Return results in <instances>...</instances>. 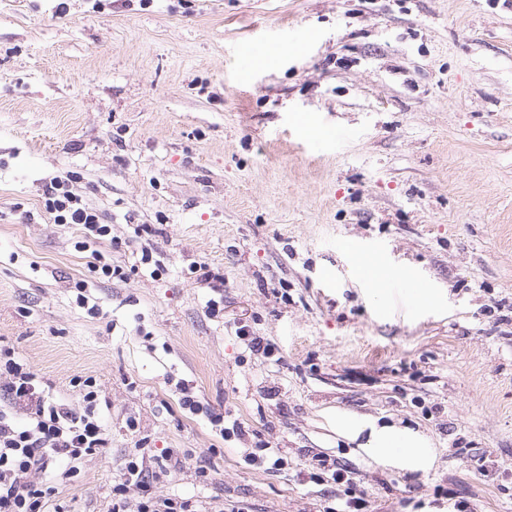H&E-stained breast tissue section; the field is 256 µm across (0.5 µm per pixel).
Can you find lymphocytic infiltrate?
Returning a JSON list of instances; mask_svg holds the SVG:
<instances>
[{"label":"lymphocytic infiltrate","instance_id":"f902f5d3","mask_svg":"<svg viewBox=\"0 0 512 512\" xmlns=\"http://www.w3.org/2000/svg\"><path fill=\"white\" fill-rule=\"evenodd\" d=\"M44 207L54 223L81 225L86 238L102 240L109 225L68 188L67 179L53 180ZM84 407L75 412L42 389L38 375L16 354L0 345V512H66L56 497L76 476L83 461L106 445V429L95 381H80ZM173 450L154 455L148 449L130 452L121 480L112 487L110 512H199L193 498L160 496L154 482L170 464H181Z\"/></svg>","mask_w":512,"mask_h":512}]
</instances>
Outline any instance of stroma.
Wrapping results in <instances>:
<instances>
[{
	"instance_id": "stroma-1",
	"label": "stroma",
	"mask_w": 512,
	"mask_h": 512,
	"mask_svg": "<svg viewBox=\"0 0 512 512\" xmlns=\"http://www.w3.org/2000/svg\"><path fill=\"white\" fill-rule=\"evenodd\" d=\"M70 172L123 278L45 212ZM0 343L70 408L79 378L108 404L75 512H107L143 438L207 460L208 485H154L204 512H326L316 457L365 512H512V0H0ZM372 426L428 467L383 464ZM260 448L285 469L245 465ZM377 257L370 252L359 251L352 257L351 272L360 281L371 284L375 283L373 279L374 264ZM368 445L375 455L403 468L417 469L427 462V449L422 441L404 431L393 428L377 431Z\"/></svg>"
}]
</instances>
